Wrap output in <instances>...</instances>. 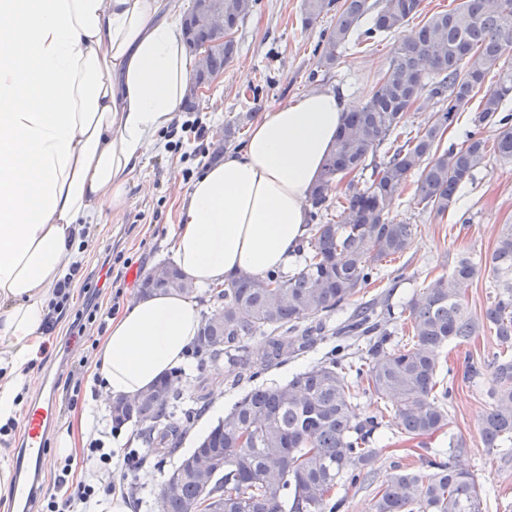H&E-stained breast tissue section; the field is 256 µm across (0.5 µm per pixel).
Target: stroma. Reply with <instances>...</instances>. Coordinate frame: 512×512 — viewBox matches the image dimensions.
Returning a JSON list of instances; mask_svg holds the SVG:
<instances>
[{"mask_svg": "<svg viewBox=\"0 0 512 512\" xmlns=\"http://www.w3.org/2000/svg\"><path fill=\"white\" fill-rule=\"evenodd\" d=\"M422 23V17L409 20L370 46L347 45L336 66L329 69L322 65L315 47L327 33L330 18L306 27L302 24L301 0H257L234 34L238 53L225 68L223 78L199 92L195 111L177 112L137 168L123 207L104 212L73 255L80 268L66 312L52 330L44 332L29 366L33 383L50 376L57 397V423L40 470L41 492L29 512H42L47 499L57 495L53 464L60 456L58 438L84 409L99 402L100 390L89 377L97 345L110 319L138 298L144 276L153 267L171 261L170 234L177 205L192 181L213 163L215 148L227 152L239 149L254 118L315 89L336 91L349 103L365 102L387 70L394 46L414 34ZM229 128L235 131L230 138L224 135ZM458 196L456 207L438 216L422 209L413 187L405 188L392 212L416 224L412 246L395 264L384 265L378 280L351 298V305L384 296L393 304H401L414 290L448 274L457 257L466 254L481 271L466 288L465 300L473 313L484 312L489 288L482 268L494 249L499 226L512 222V163L490 160L461 186ZM91 312L95 321L84 333H76L73 321ZM496 349L495 336L487 331L474 343L441 353L440 365L451 370L455 391L446 403L448 424L431 438L430 445L444 449L449 436L462 437L467 444L465 460L488 493L486 512H512V458L486 447L480 433L488 409V386L463 380L469 362L479 361ZM237 372L236 366L224 360L191 370L182 384L184 404H191L198 392L210 395L219 389L225 406H232L242 393L241 388L231 385ZM100 416L101 428L80 438L71 455L74 481L90 479L94 473L86 459L91 441L101 440L113 449L118 462L127 449L139 445L132 427L113 430L108 408L101 407ZM379 445L373 484L337 487L336 497L345 500L341 512H371L376 484L391 473L407 443L391 423L383 427Z\"/></svg>", "mask_w": 512, "mask_h": 512, "instance_id": "1", "label": "stroma"}]
</instances>
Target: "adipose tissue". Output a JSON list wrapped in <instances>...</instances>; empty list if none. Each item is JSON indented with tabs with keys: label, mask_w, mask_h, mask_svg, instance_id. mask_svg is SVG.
I'll return each mask as SVG.
<instances>
[{
	"label": "adipose tissue",
	"mask_w": 512,
	"mask_h": 512,
	"mask_svg": "<svg viewBox=\"0 0 512 512\" xmlns=\"http://www.w3.org/2000/svg\"><path fill=\"white\" fill-rule=\"evenodd\" d=\"M195 65L175 0H0V420L19 409L66 256L123 205ZM346 109L328 89L269 109L192 182L171 248L196 288L288 267ZM200 324L198 299L176 293L112 318L92 367L103 401L182 365Z\"/></svg>",
	"instance_id": "adipose-tissue-1"
}]
</instances>
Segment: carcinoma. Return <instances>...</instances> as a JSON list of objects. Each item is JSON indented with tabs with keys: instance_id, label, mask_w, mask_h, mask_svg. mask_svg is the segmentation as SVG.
I'll return each mask as SVG.
<instances>
[{
	"instance_id": "cac0c4a2",
	"label": "carcinoma",
	"mask_w": 512,
	"mask_h": 512,
	"mask_svg": "<svg viewBox=\"0 0 512 512\" xmlns=\"http://www.w3.org/2000/svg\"><path fill=\"white\" fill-rule=\"evenodd\" d=\"M199 4L193 0L185 18L189 46L214 39L194 20ZM255 4L224 0L226 26L237 28ZM301 9L306 25L332 15L331 30L317 47L329 69L350 39L374 43L424 11L423 0H302ZM236 53L235 40L224 41L212 52L210 69L224 71ZM491 72L496 80L486 87ZM481 91L462 146L439 150L458 113L468 111ZM426 94L439 104L431 123L415 132L404 129L405 115ZM509 98L512 0H495L491 6L488 0H461L433 13L416 36L396 44L365 105L347 111L310 197L302 262L291 272L264 277L241 272L210 289L214 310L202 319L194 355L221 353L253 380L311 348L330 315L378 278L383 262L411 247L417 225L390 215L411 176L418 175L414 193L419 203L443 215L456 204L460 186L489 158L512 162V115L496 118ZM495 119L499 128L489 141L482 126ZM343 180L345 190L333 214L328 193ZM168 270L163 281L146 275L142 294H194L195 289L182 286L175 265ZM485 271L491 291L482 317L464 301V287L478 266L460 256L448 276L430 281L409 300L412 338L403 344L393 342L387 329L392 309L384 301L356 306L334 334L366 338L367 355L355 359L337 353L285 382L247 390L178 459L160 490V512H188L194 503L206 504L205 512H339L343 500L333 498L336 486L371 479L379 461L372 444L387 416L394 418L399 434L422 446L448 425L443 401L452 391L439 386L440 351L450 343H471L486 327L494 330L498 350L470 365L466 380L483 378L489 384V408L480 427L486 447L512 455V224L501 225ZM282 331L293 334L289 342L280 339ZM255 339L263 351L252 361L240 352ZM184 375L174 368L148 388L165 394L164 400L154 401L143 391L126 401L121 414L112 415L117 429L129 422L150 423L141 438L158 467L178 451L206 402L200 394L194 406L184 409L183 420L170 417L181 404ZM353 376L366 381V392L380 403L378 414L352 420ZM449 448L448 455L420 456L417 468L394 467L375 493L373 512H484L486 494L463 460V442L451 437Z\"/></svg>"
}]
</instances>
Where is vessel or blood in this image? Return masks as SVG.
Here are the masks:
<instances>
[{"label": "vessel or blood", "mask_w": 512, "mask_h": 512, "mask_svg": "<svg viewBox=\"0 0 512 512\" xmlns=\"http://www.w3.org/2000/svg\"><path fill=\"white\" fill-rule=\"evenodd\" d=\"M56 416V402L47 396L28 410L25 416V429L21 443L20 471L15 480V496L18 500H28L32 494L29 467L43 464L45 443L50 424Z\"/></svg>", "instance_id": "b4317fda"}]
</instances>
